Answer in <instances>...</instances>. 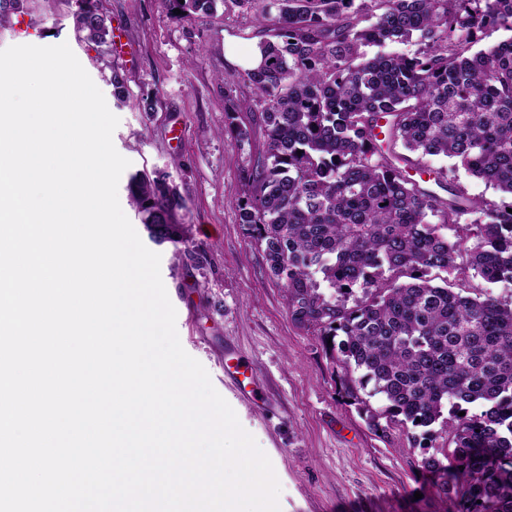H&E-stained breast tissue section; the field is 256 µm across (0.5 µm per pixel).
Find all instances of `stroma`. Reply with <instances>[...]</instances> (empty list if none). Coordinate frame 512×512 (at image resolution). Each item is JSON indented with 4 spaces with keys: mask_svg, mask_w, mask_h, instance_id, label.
<instances>
[{
    "mask_svg": "<svg viewBox=\"0 0 512 512\" xmlns=\"http://www.w3.org/2000/svg\"><path fill=\"white\" fill-rule=\"evenodd\" d=\"M112 25L104 54L76 32L74 0H24L0 26V49L68 44L118 117L113 144L130 165L118 197L140 238H147L128 183L138 172H167L186 206L188 256L158 245L161 277L177 311L183 348L202 363L242 427L270 458L281 485L280 512H456L418 463L424 453L413 429L375 433L367 410L381 396H344L348 375L316 332L295 324L284 290L267 273L261 248L238 222L236 200L247 186L243 170L261 155L264 136L248 143L224 138V86L240 81L242 60L257 45L238 7L213 24L175 18L165 0H101ZM126 79L129 101L113 95L111 69ZM147 96L150 111L134 99ZM252 361L262 401L240 398L224 383V351Z\"/></svg>",
    "mask_w": 512,
    "mask_h": 512,
    "instance_id": "stroma-1",
    "label": "stroma"
}]
</instances>
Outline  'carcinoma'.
<instances>
[{
    "instance_id": "obj_1",
    "label": "carcinoma",
    "mask_w": 512,
    "mask_h": 512,
    "mask_svg": "<svg viewBox=\"0 0 512 512\" xmlns=\"http://www.w3.org/2000/svg\"><path fill=\"white\" fill-rule=\"evenodd\" d=\"M166 2L210 22L220 0ZM238 3L260 37L261 62L244 81L265 138L243 170L239 224L282 283L292 321L339 338V361L361 373L345 397L359 400L368 384L383 396L372 430L450 435L452 448L421 459L438 491L454 493L458 512H512V302L433 284L437 271L512 286V36L473 50L489 26L512 32V0ZM73 17L84 42L108 43L97 0H76ZM414 38L412 53L386 50ZM241 111L226 86L234 145L251 137ZM439 156L498 199L430 193L396 162L445 182L448 170L426 162ZM129 192L152 241L183 242L172 216L184 202L167 173H137Z\"/></svg>"
}]
</instances>
